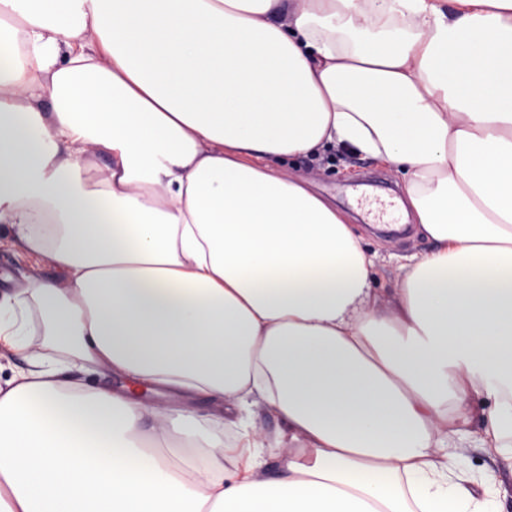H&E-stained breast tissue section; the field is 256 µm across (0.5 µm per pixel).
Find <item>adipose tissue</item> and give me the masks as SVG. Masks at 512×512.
Segmentation results:
<instances>
[{"instance_id":"1","label":"adipose tissue","mask_w":512,"mask_h":512,"mask_svg":"<svg viewBox=\"0 0 512 512\" xmlns=\"http://www.w3.org/2000/svg\"><path fill=\"white\" fill-rule=\"evenodd\" d=\"M14 38L0 224L63 279L0 292V512H497L457 450L512 447V0H0ZM344 150L434 243L395 288L287 168ZM250 427L260 435V443L264 447L272 444L271 438L274 432L283 427L282 422L265 414H258L250 418Z\"/></svg>"}]
</instances>
